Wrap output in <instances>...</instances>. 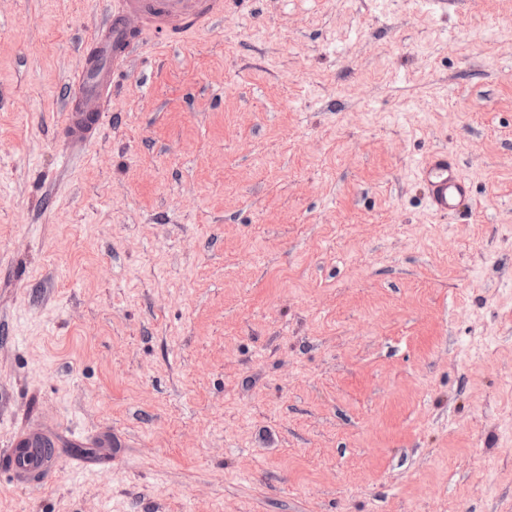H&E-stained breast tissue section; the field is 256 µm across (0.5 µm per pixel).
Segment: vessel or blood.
Listing matches in <instances>:
<instances>
[{
    "label": "vessel or blood",
    "instance_id": "vessel-or-blood-1",
    "mask_svg": "<svg viewBox=\"0 0 512 512\" xmlns=\"http://www.w3.org/2000/svg\"><path fill=\"white\" fill-rule=\"evenodd\" d=\"M226 0H110L103 28L83 43L84 60L75 81L79 94L66 97L65 131L75 143L90 140L101 127L112 78L144 45L147 37L167 43L186 40L223 17ZM429 208L452 214L465 207L470 187L455 159L445 152L428 155L420 165ZM39 434L30 433L0 450V464L14 481L36 489L55 471L56 456L40 453Z\"/></svg>",
    "mask_w": 512,
    "mask_h": 512
}]
</instances>
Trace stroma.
I'll return each mask as SVG.
<instances>
[{"label": "stroma", "mask_w": 512, "mask_h": 512, "mask_svg": "<svg viewBox=\"0 0 512 512\" xmlns=\"http://www.w3.org/2000/svg\"><path fill=\"white\" fill-rule=\"evenodd\" d=\"M104 9L0 0V512H512V0H228L77 145ZM428 207L439 214H453L465 207L470 187L455 159L447 152L428 155L420 165ZM40 437V434L29 433L11 441L8 448H0L3 466L14 481L32 489H38L52 476L57 463L56 453L49 456L36 448ZM36 475L40 477L36 479Z\"/></svg>", "instance_id": "obj_1"}]
</instances>
